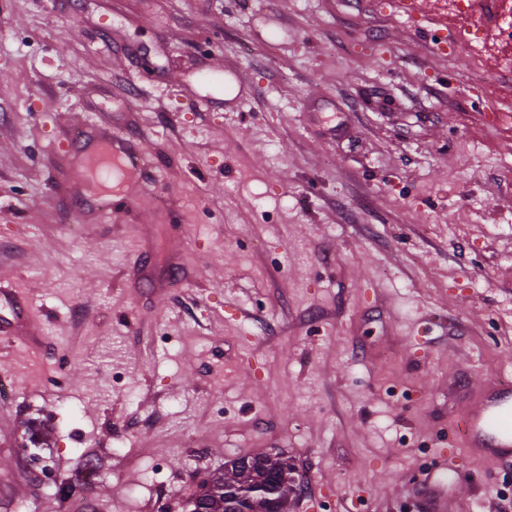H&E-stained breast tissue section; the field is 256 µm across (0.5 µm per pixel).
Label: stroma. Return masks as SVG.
Wrapping results in <instances>:
<instances>
[{
  "label": "stroma",
  "instance_id": "obj_1",
  "mask_svg": "<svg viewBox=\"0 0 512 512\" xmlns=\"http://www.w3.org/2000/svg\"><path fill=\"white\" fill-rule=\"evenodd\" d=\"M383 3L0 0V512H189L277 452L290 512L512 500L448 431L512 382V84ZM78 131L148 195L78 181ZM145 149L126 139L112 140V149L105 148L87 158L83 165L76 169L78 179H84L88 173L101 184L112 179L114 172L128 174L145 166ZM130 161L131 167L125 166L124 161ZM9 289H3L1 286L0 301H6L11 310L12 320L0 319L1 337L16 336L19 334V328L29 317L30 307L27 300L19 294L9 293ZM288 470L292 479L278 484L276 491L265 498H258L247 505L250 512H288V506L300 491V482L295 480V466L288 462V458L276 453L264 454L254 457H240L224 463V470L213 473L200 484V491L196 498L207 500L209 512H225V494L236 485L249 482L264 485L274 481L280 472Z\"/></svg>",
  "mask_w": 512,
  "mask_h": 512
}]
</instances>
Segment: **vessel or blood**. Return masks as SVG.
<instances>
[{"label":"vessel or blood","instance_id":"obj_1","mask_svg":"<svg viewBox=\"0 0 512 512\" xmlns=\"http://www.w3.org/2000/svg\"><path fill=\"white\" fill-rule=\"evenodd\" d=\"M145 165V149L132 141H113L87 158L76 171L77 178L93 177L98 182L110 180L114 173L140 170ZM0 300L11 310L10 319H0V335H18L27 320L30 307L18 294L0 291ZM460 435L470 452L479 457L512 459V386L497 380L482 383L469 405L450 427Z\"/></svg>","mask_w":512,"mask_h":512}]
</instances>
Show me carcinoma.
Instances as JSON below:
<instances>
[{"mask_svg":"<svg viewBox=\"0 0 512 512\" xmlns=\"http://www.w3.org/2000/svg\"><path fill=\"white\" fill-rule=\"evenodd\" d=\"M295 474L296 469L288 458L276 453L254 457H240L224 463V470L212 474L200 484L197 497L207 500L210 512H225V494L235 486L249 482L257 485L267 484L283 470ZM300 491V483L292 479L279 484L276 491L265 498H258L247 505L250 512H288V506Z\"/></svg>","mask_w":512,"mask_h":512,"instance_id":"obj_1","label":"carcinoma"}]
</instances>
